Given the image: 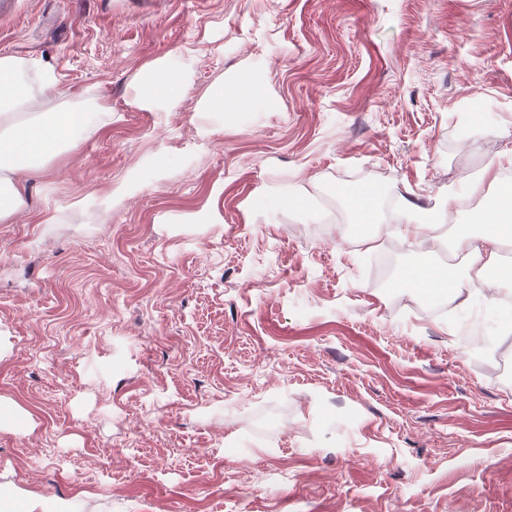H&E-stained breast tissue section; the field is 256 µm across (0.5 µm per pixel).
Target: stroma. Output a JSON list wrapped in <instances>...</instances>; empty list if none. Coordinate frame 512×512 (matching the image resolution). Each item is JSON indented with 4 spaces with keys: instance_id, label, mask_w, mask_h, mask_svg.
Listing matches in <instances>:
<instances>
[{
    "instance_id": "35a3bbf8",
    "label": "stroma",
    "mask_w": 512,
    "mask_h": 512,
    "mask_svg": "<svg viewBox=\"0 0 512 512\" xmlns=\"http://www.w3.org/2000/svg\"><path fill=\"white\" fill-rule=\"evenodd\" d=\"M0 54L46 111L112 109L0 223V396L33 419L0 428V487L76 512H512L505 314L472 282L466 310L396 285L450 260L512 147V0H17ZM160 57L189 84L139 109ZM239 78L265 106L209 109ZM433 219V213L423 210L409 211L406 214V224H413L415 235L420 238L422 243L437 240L434 232L438 229L439 225L432 224Z\"/></svg>"
}]
</instances>
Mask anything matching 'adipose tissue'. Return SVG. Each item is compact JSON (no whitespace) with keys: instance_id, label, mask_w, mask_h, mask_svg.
I'll use <instances>...</instances> for the list:
<instances>
[{"instance_id":"adipose-tissue-1","label":"adipose tissue","mask_w":512,"mask_h":512,"mask_svg":"<svg viewBox=\"0 0 512 512\" xmlns=\"http://www.w3.org/2000/svg\"><path fill=\"white\" fill-rule=\"evenodd\" d=\"M27 66L28 62L23 58L0 56L1 223L24 206L28 174L35 164L73 149L79 135L94 134L100 121L111 112L110 107L96 101L88 112L67 109L27 112L26 116H19V109H24L33 100L28 85L17 78ZM185 89L184 76L172 71L167 58L162 57L153 63L136 105L145 109L162 100L173 107ZM470 193L480 197V206L472 222L454 225L450 240L452 250L463 255V265L417 264L404 269L398 278L403 288L424 300L461 298V275L465 272H476L482 278L494 270L499 278L512 280V268L498 270L494 267L499 249L512 241V190L487 194L478 182L471 186Z\"/></svg>"}]
</instances>
